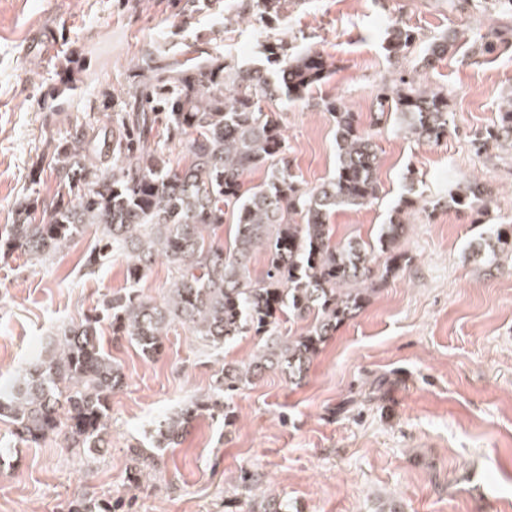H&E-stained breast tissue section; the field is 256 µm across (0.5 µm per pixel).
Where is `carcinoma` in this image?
<instances>
[{
	"label": "carcinoma",
	"instance_id": "obj_1",
	"mask_svg": "<svg viewBox=\"0 0 512 512\" xmlns=\"http://www.w3.org/2000/svg\"><path fill=\"white\" fill-rule=\"evenodd\" d=\"M247 5L249 19L265 28L279 22L282 0ZM417 39L412 29L392 25L388 56H406ZM454 39L449 33L433 42L425 62L445 56ZM267 51L273 70H243L217 53L190 67H139L134 103L118 105L104 124L82 120L58 140L49 162L53 196L46 201L32 192L16 204L15 222L0 229V257L20 251L39 259L93 227L97 244L85 267L93 272L119 253L128 284L65 327L50 358L0 391V418L9 419L19 442L55 436L71 448L102 452L111 446L112 396L125 380L102 348L105 325L114 340L134 342L149 360L163 354L164 336L176 324L214 351L240 336L258 337L248 360L224 362L210 393L158 425L154 447L175 448L197 419L232 418L234 395L265 372L302 379L321 346L368 303L377 279L396 275L410 261L399 247L401 215L442 204L483 213L489 192L476 179L457 186L445 202L420 201L410 188L374 241L334 239L336 212L379 199L377 145L357 113L338 99L326 100L336 128V172L315 187L304 185L291 171L282 113L270 104L303 98L336 65L313 49L295 52L283 39L268 43ZM376 103L379 112L395 113L412 137L437 142L448 135V98L439 91L421 90L400 76L379 87ZM176 142L189 156L184 165L170 157L169 144ZM503 145L512 147V97L497 122L472 140L477 153ZM256 169L266 170L267 179L246 186V175ZM228 213L234 234L226 247L218 231ZM260 250L265 264L258 274L251 260ZM378 255L384 258L380 271ZM160 259L173 277L157 303L138 285ZM288 320L306 325L285 332ZM118 510L116 502L91 498L68 506V512Z\"/></svg>",
	"mask_w": 512,
	"mask_h": 512
}]
</instances>
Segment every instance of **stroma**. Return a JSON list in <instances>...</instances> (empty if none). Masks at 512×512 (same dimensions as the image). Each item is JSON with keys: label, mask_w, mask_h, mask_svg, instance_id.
Here are the masks:
<instances>
[{"label": "stroma", "mask_w": 512, "mask_h": 512, "mask_svg": "<svg viewBox=\"0 0 512 512\" xmlns=\"http://www.w3.org/2000/svg\"><path fill=\"white\" fill-rule=\"evenodd\" d=\"M240 4L0 0V225L14 223L32 190L53 194L54 141L79 118L107 121L147 58L192 65L219 52L243 69L268 67V33L238 17ZM396 22L418 34L399 59L385 51ZM34 26L51 30V56L22 54ZM273 33L336 63L310 98L277 105L294 172L312 187L336 168L327 98L358 112L378 145L381 199L336 213L337 238L376 236L407 173L427 200L478 179L491 193L482 221L445 206L409 214L400 240L409 264L379 283L304 378L267 372L234 396V421L200 419L175 448L153 450L156 425L206 393L222 360L248 358L256 339L218 355L176 326L149 361L104 336L126 378L112 398L111 448L96 455L55 437L26 448L0 422V512H63L81 497H112L132 512H258L271 495L285 512H512V252L492 264L470 255L494 225L512 224V150L471 145L512 96V15L484 0H285ZM447 33L454 51L425 65L429 44ZM496 36L497 50L479 53ZM399 76L447 93V138L420 142L396 116L377 118L378 88ZM95 241L89 229L50 259H0V390L49 357L59 330L125 287L121 256L85 272ZM382 377L383 395L370 397ZM136 448L154 461L133 486Z\"/></svg>", "instance_id": "obj_1"}]
</instances>
